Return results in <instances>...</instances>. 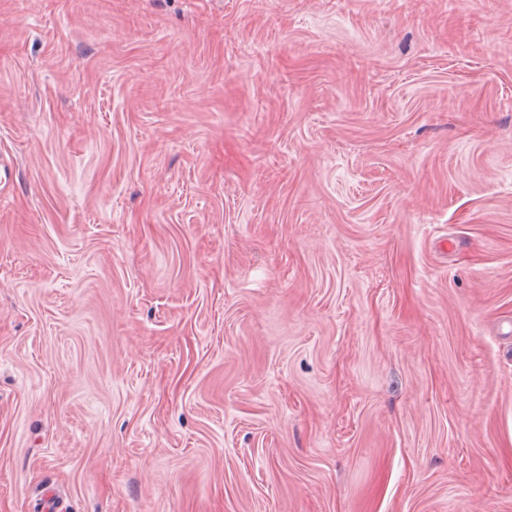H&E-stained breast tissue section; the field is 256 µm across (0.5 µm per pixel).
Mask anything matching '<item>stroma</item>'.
I'll return each instance as SVG.
<instances>
[{"label":"stroma","instance_id":"obj_1","mask_svg":"<svg viewBox=\"0 0 512 512\" xmlns=\"http://www.w3.org/2000/svg\"><path fill=\"white\" fill-rule=\"evenodd\" d=\"M0 512H512V0H0Z\"/></svg>","mask_w":512,"mask_h":512}]
</instances>
